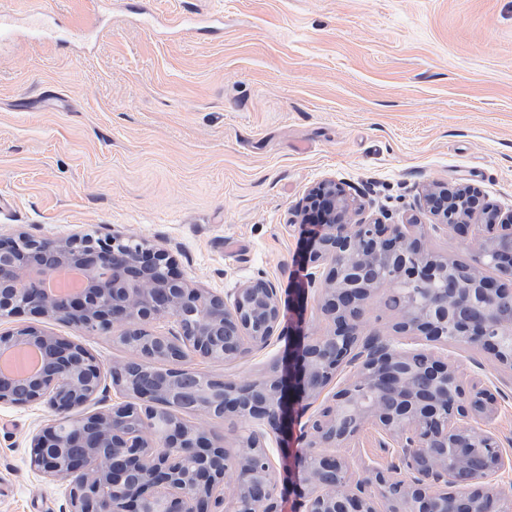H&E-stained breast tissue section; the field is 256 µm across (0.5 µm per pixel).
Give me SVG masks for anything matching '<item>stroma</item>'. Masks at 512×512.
Here are the masks:
<instances>
[{"instance_id": "stroma-1", "label": "stroma", "mask_w": 512, "mask_h": 512, "mask_svg": "<svg viewBox=\"0 0 512 512\" xmlns=\"http://www.w3.org/2000/svg\"><path fill=\"white\" fill-rule=\"evenodd\" d=\"M0 0L55 14L65 35L0 44V234L119 233L165 250L191 283L219 294L265 275L283 291V330L318 336L325 271L303 264L295 207L325 179L392 224L422 188L466 182L512 209V0ZM103 29L83 38L92 10ZM193 16L188 30L175 14ZM428 247L471 261L472 236L434 229ZM36 325L124 361L121 327L90 335ZM287 339L246 358H189L219 379L259 376ZM496 389L512 370L473 348L440 346ZM323 406L306 401L274 452L282 512H301L293 450ZM45 405L0 404V512H68L66 489L30 464ZM374 428L341 449L354 475L387 468Z\"/></svg>"}]
</instances>
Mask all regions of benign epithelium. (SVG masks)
Returning a JSON list of instances; mask_svg holds the SVG:
<instances>
[{"label":"benign epithelium","instance_id":"1","mask_svg":"<svg viewBox=\"0 0 512 512\" xmlns=\"http://www.w3.org/2000/svg\"><path fill=\"white\" fill-rule=\"evenodd\" d=\"M416 206L456 233L483 228L473 263L430 251L418 224L363 218L333 179L308 190L296 215L319 223L307 261L327 267L319 301L329 329L310 340L289 333L288 355L244 382L183 364L190 356L242 359L282 337L280 290L264 276L221 296L191 285L164 250L130 238L0 235V317L63 318L93 334L120 325L129 352L111 368L128 401L89 411L104 368L86 347L30 324L0 332V353L33 345L44 355L32 377L0 374V404L44 402L55 414L33 439L31 466L65 485L69 512H279L268 442L283 438L300 402L317 399L349 367L348 381L307 423L304 512H512V494L493 485L506 469L502 442L471 423L496 414V395L466 387L455 362L388 336L361 338L367 302L392 281L398 332L479 348L512 370V210L489 206L471 184H432ZM478 215L486 224L472 225ZM71 265L92 276L87 288L41 287ZM161 320L174 329L153 330ZM181 411L249 429L228 448ZM368 425L397 464L355 478L344 457L324 449L348 447Z\"/></svg>","mask_w":512,"mask_h":512}]
</instances>
